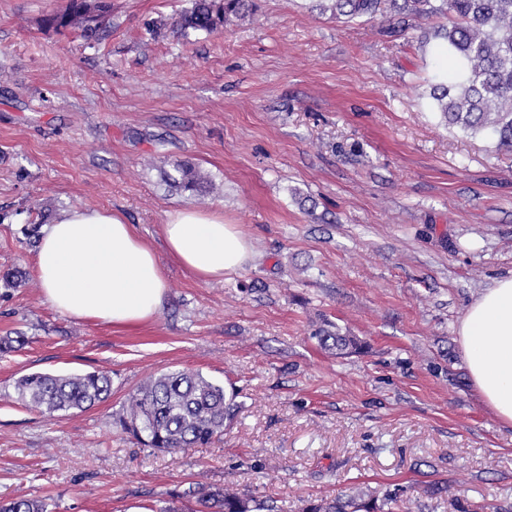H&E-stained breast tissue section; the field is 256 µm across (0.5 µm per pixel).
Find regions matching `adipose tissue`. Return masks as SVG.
Wrapping results in <instances>:
<instances>
[{"label": "adipose tissue", "mask_w": 512, "mask_h": 512, "mask_svg": "<svg viewBox=\"0 0 512 512\" xmlns=\"http://www.w3.org/2000/svg\"><path fill=\"white\" fill-rule=\"evenodd\" d=\"M161 232L168 255L205 282L237 273L253 257L251 241L216 210L167 213ZM34 272L53 309L84 321L146 323L167 293L153 247L122 216L102 209L74 207L48 225ZM455 333L474 388L498 423L512 427V276L478 293Z\"/></svg>", "instance_id": "ef3b65f1"}]
</instances>
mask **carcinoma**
<instances>
[{
  "mask_svg": "<svg viewBox=\"0 0 512 512\" xmlns=\"http://www.w3.org/2000/svg\"><path fill=\"white\" fill-rule=\"evenodd\" d=\"M325 10L338 19L372 17L383 0H327ZM389 9L405 27L415 17L444 13L448 26L435 31L442 40L437 55L452 60L437 75L429 96L433 108L450 127L490 138L498 150L512 151V0H388ZM111 3L104 0H66V4L40 20V26L61 32L74 27L87 42L99 40L106 27L90 29L74 25L72 18ZM251 0H192L177 22L186 37L195 31L213 32L230 17L252 10ZM178 187L198 195L206 182L195 170L176 163ZM319 340L340 353L359 348L353 336L320 330ZM112 387L104 371L83 374L36 373L17 382L20 400L28 407L48 413L83 411L106 399ZM237 409L235 395L199 371L175 370L154 375L131 393L117 422L143 447L153 451H185L209 443L224 433V423ZM396 501L391 495L377 498L360 486L332 500L311 502L302 512H383ZM0 512H47V503L15 499L0 503ZM159 512H281L274 505L228 487L199 483L171 496Z\"/></svg>",
  "mask_w": 512,
  "mask_h": 512,
  "instance_id": "cac0c4a2",
  "label": "carcinoma"
}]
</instances>
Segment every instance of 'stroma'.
<instances>
[{
	"label": "stroma",
	"mask_w": 512,
	"mask_h": 512,
	"mask_svg": "<svg viewBox=\"0 0 512 512\" xmlns=\"http://www.w3.org/2000/svg\"><path fill=\"white\" fill-rule=\"evenodd\" d=\"M95 47L42 29L65 0H0V499L50 512H157L196 483L298 512L369 487L393 512L512 503V429L469 382L455 328L512 275V152L445 126L428 99L433 16L347 21L318 0H254L182 38L189 0H111ZM192 164L209 192L169 187ZM72 207L118 212L162 248L180 208L221 210L251 262L203 282L171 258L150 323L59 313L33 274L37 238ZM358 337L337 355L318 329ZM235 392L223 436L150 453L116 425L163 370ZM108 372L110 396L53 415L18 400L27 374Z\"/></svg>",
	"instance_id": "35a3bbf8"
}]
</instances>
